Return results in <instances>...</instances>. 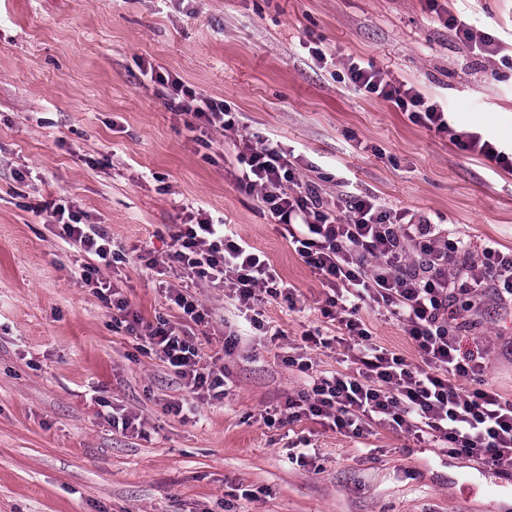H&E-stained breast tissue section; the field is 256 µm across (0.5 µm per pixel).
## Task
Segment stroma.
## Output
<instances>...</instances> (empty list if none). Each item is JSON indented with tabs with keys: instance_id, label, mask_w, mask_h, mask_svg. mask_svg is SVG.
<instances>
[{
	"instance_id": "1",
	"label": "stroma",
	"mask_w": 512,
	"mask_h": 512,
	"mask_svg": "<svg viewBox=\"0 0 512 512\" xmlns=\"http://www.w3.org/2000/svg\"><path fill=\"white\" fill-rule=\"evenodd\" d=\"M448 8L512 52V0ZM353 57L447 101L449 132L356 94ZM148 63L230 103L240 132L294 152L302 179L333 173L472 249L512 250V171L454 140L471 131L512 148V65L491 78L427 0H0V512H512V476L391 428L350 438L310 420L264 424L307 385L285 363L303 332L336 336L312 354L322 370H352L358 347L324 316L321 278L282 226L227 176L236 133L208 149L192 140L142 76ZM59 198L123 250L111 280L144 320L179 319L141 256L166 251L197 210L223 218L295 288V307L267 296L251 312L228 291L193 289L210 317L187 332L222 358L224 400L166 411L188 397L178 378L113 327L60 226L30 209ZM256 312L283 338L254 330ZM470 315L478 326L462 346L494 347L486 381L510 398L512 302L488 291ZM358 316L372 343L421 365L386 308ZM229 331L239 344L228 355ZM103 399L137 413L144 433L112 428ZM302 438L316 450L308 466L294 459Z\"/></svg>"
}]
</instances>
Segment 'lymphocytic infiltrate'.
<instances>
[{
    "label": "lymphocytic infiltrate",
    "instance_id": "1",
    "mask_svg": "<svg viewBox=\"0 0 512 512\" xmlns=\"http://www.w3.org/2000/svg\"><path fill=\"white\" fill-rule=\"evenodd\" d=\"M347 69L355 92L390 102L427 130L447 132L448 107L443 102L373 65L351 60ZM143 74L165 89L172 110L198 143L211 146V132L235 130L236 118L226 101L153 68ZM234 146L236 186L284 225L295 253L321 275L336 320L363 343L350 373L318 374L307 353L287 357V365L308 375L310 382L286 398L279 414H266L265 425L311 420L355 438L369 433L372 425H388L511 476L512 398L485 385L489 348L479 344L468 352L460 350L462 327L455 323L454 312L459 306L474 307L488 289L499 298H512V251L487 246L478 259L469 260V244L450 238L426 216L384 208L374 197L352 191L323 199L318 185L303 180L288 151L273 141L246 134ZM34 211L46 223L59 225L63 237L88 256L80 278L112 310L115 325L134 332L139 350L171 368L192 395L188 404L167 403L168 412H190L194 400H221L227 394L223 366L206 359L185 330L186 324L201 325L209 318L189 286L228 289L245 307L264 294L295 301L292 288L252 246L201 212L178 225L165 255L149 251L144 256L147 269L158 275L180 274L181 285L166 287L167 299L180 311V323L162 317L143 323L120 289L101 273L102 267L122 261L111 241L94 225L83 223L81 212L72 206L44 201ZM366 301L384 305L403 324L422 366L371 343L370 332L357 317ZM464 380L474 382L472 391L462 390Z\"/></svg>",
    "mask_w": 512,
    "mask_h": 512
}]
</instances>
